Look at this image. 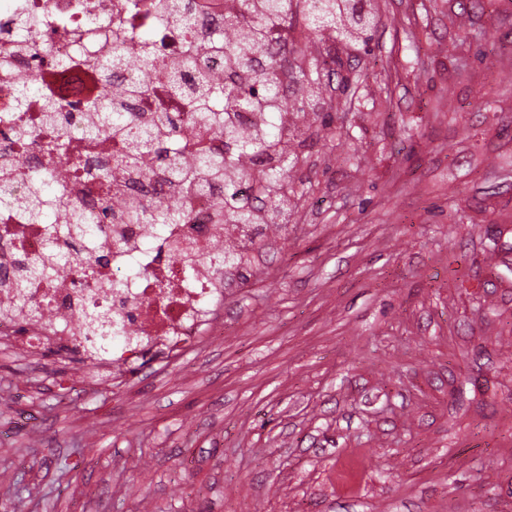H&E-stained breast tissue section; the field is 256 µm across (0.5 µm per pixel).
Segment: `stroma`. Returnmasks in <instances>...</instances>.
I'll return each mask as SVG.
<instances>
[{
	"instance_id": "35a3bbf8",
	"label": "stroma",
	"mask_w": 512,
	"mask_h": 512,
	"mask_svg": "<svg viewBox=\"0 0 512 512\" xmlns=\"http://www.w3.org/2000/svg\"><path fill=\"white\" fill-rule=\"evenodd\" d=\"M224 335L0 353V512H512V0H374ZM361 465L350 488L336 481Z\"/></svg>"
}]
</instances>
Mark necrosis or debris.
Masks as SVG:
<instances>
[{"label":"necrosis or debris","mask_w":512,"mask_h":512,"mask_svg":"<svg viewBox=\"0 0 512 512\" xmlns=\"http://www.w3.org/2000/svg\"><path fill=\"white\" fill-rule=\"evenodd\" d=\"M191 4L196 24L190 28L180 19L160 15L158 0H0L1 20L22 6L40 20L27 48L15 41L12 30H0V69H10L6 76L0 72V164L11 166L15 173L12 205L0 207V342L12 352L35 358L46 347H56L78 356L88 374L109 385L145 358L176 355L204 334L223 335L224 290L229 283L216 259L223 255L227 240L237 252L248 253L256 229L225 233L217 193L210 189L170 194L156 188V196L183 211V223L159 231L150 224H128L117 218L98 225L92 250L96 282L83 280L82 263L75 258L59 278L30 288L29 301L41 308V318H30L14 306V284L24 275V259L46 247L43 227L21 223L14 211L26 198L28 173L36 168L50 173L77 206L90 209L97 207L106 187L103 173L117 171L111 137L89 140L85 125L73 117L75 109L94 97L111 96L120 83L158 85L168 101L181 107L183 147L168 154L166 165L181 167L189 143L223 153L219 134L203 129L196 113L184 104L192 99L199 75L227 76L224 50L214 33L224 23L225 0H191ZM103 18L113 20L124 35L148 32L154 55L175 64V73H155L133 55L118 66L117 83L106 81L90 63L99 53L97 45L73 41ZM31 82L53 84L55 91L48 98L21 103L20 89ZM45 100L60 107L54 134L66 141L68 158L43 150L41 141L21 145L6 136L12 125H36ZM189 258L195 262L190 269L185 266ZM103 305L123 319L124 337L90 332L84 314Z\"/></svg>","instance_id":"obj_1"}]
</instances>
